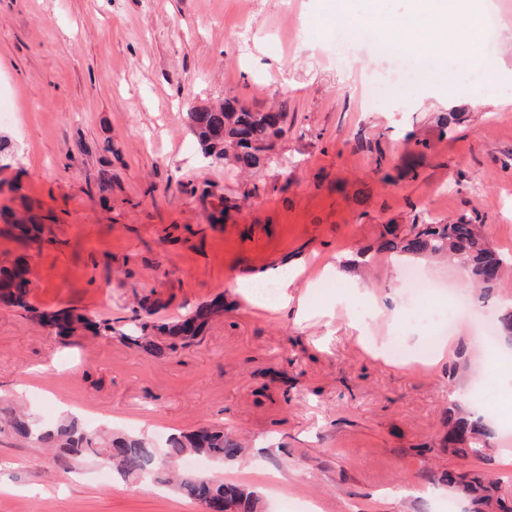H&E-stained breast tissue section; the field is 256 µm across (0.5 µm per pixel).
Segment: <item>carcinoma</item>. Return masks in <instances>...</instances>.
Listing matches in <instances>:
<instances>
[{
	"mask_svg": "<svg viewBox=\"0 0 512 512\" xmlns=\"http://www.w3.org/2000/svg\"><path fill=\"white\" fill-rule=\"evenodd\" d=\"M190 130L197 137L208 158L224 160L238 174L248 175L287 163L277 151V140L284 132L288 113L271 112L246 106L234 95L224 101L187 113ZM6 233L24 248L38 246L44 240V218L29 212L0 209ZM378 249L398 259L406 257L444 258L463 265L469 284L479 291L482 303L497 310L499 340L512 345V301L496 294L512 258L490 246L477 218L462 215L452 221L424 220L411 225L406 234L387 226ZM32 279L27 261L16 258L0 263V303L24 311L30 318L60 337L92 335L112 338V323L77 308L45 310L29 302ZM140 312L119 337L135 352L166 357L197 339L210 320L224 312V302L217 298L203 303L183 318L167 323L152 320L155 302H139ZM448 430L439 445L461 458L491 464L497 429L492 419L466 408L459 399L448 403L445 416ZM33 442L56 452L60 458L83 461L93 454L124 478L150 479L169 485L178 493L200 503L228 501L240 512H265V505L250 487L224 484L210 476H191L181 472L183 460L190 455H205L223 462L236 461L242 445L221 428L202 426L187 433L172 434L166 447L156 448L145 435H110L103 437L86 431L75 417H64L42 425L24 411L13 413L0 425V432ZM427 481L459 491L468 502L465 512H512V498L502 493L505 478L482 469L460 473L452 469L432 472L420 469Z\"/></svg>",
	"mask_w": 512,
	"mask_h": 512,
	"instance_id": "cac0c4a2",
	"label": "carcinoma"
}]
</instances>
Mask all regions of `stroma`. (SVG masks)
I'll return each mask as SVG.
<instances>
[{
  "instance_id": "35a3bbf8",
  "label": "stroma",
  "mask_w": 512,
  "mask_h": 512,
  "mask_svg": "<svg viewBox=\"0 0 512 512\" xmlns=\"http://www.w3.org/2000/svg\"><path fill=\"white\" fill-rule=\"evenodd\" d=\"M371 0H0V205L53 217L52 243L21 250L0 236V259L26 255L31 303L76 307L130 322L143 296L172 322L224 298L200 341L169 357L135 353L120 339L64 344L19 311L0 307V417L13 403L40 419L77 416L83 427L148 432L157 445L216 425L246 441L238 473L208 457L196 472L250 486L267 512H446L457 492L418 475L473 468L439 448L452 395L473 379L485 414L512 421V362L460 323L436 367L375 357L403 318L401 263L353 268L385 225L414 216L479 214L492 247L512 256V0L496 6L497 93L471 99L478 80L455 66L453 32L435 47L448 59L379 54L377 37L340 48L336 18L370 17ZM413 67L385 90L359 79ZM237 96L288 114L278 141L289 168L242 177L204 157L186 114L197 102ZM462 112L441 135L439 113ZM427 140L429 149L416 146ZM407 163L416 178L384 182L376 163ZM343 261L341 274L313 279ZM301 269L308 315L251 306L239 285ZM373 295L388 315L360 328L343 298ZM470 365L453 369L458 349ZM36 370L15 393L21 373ZM103 464L60 466L41 449L0 434V512H202L145 481L103 477ZM285 471L284 481L270 479Z\"/></svg>"
}]
</instances>
